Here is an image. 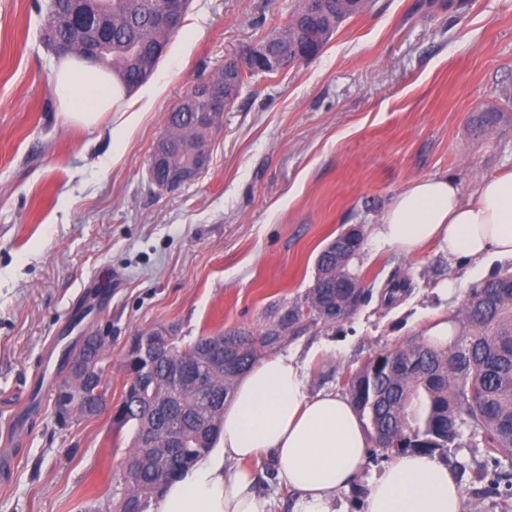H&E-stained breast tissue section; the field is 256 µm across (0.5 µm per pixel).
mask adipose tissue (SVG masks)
Wrapping results in <instances>:
<instances>
[{
	"label": "adipose tissue",
	"mask_w": 512,
	"mask_h": 512,
	"mask_svg": "<svg viewBox=\"0 0 512 512\" xmlns=\"http://www.w3.org/2000/svg\"><path fill=\"white\" fill-rule=\"evenodd\" d=\"M51 85L70 123L92 128L111 113L123 131L159 91L153 84L129 93L119 77L73 56L55 65ZM374 239L405 255L434 244L458 258L512 262V170L483 177L466 198L448 176L416 180L382 213ZM219 443L168 484L153 512H272L250 467L264 457L294 493L293 512H338L336 492L361 476L369 448L349 398L308 395L288 355L261 359L237 382ZM365 512H465V499L436 454L409 450L372 476Z\"/></svg>",
	"instance_id": "ef3b65f1"
}]
</instances>
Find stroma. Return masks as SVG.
<instances>
[{"label":"stroma","instance_id":"obj_1","mask_svg":"<svg viewBox=\"0 0 512 512\" xmlns=\"http://www.w3.org/2000/svg\"><path fill=\"white\" fill-rule=\"evenodd\" d=\"M49 0H0V512H110L132 446L112 423L124 393L123 356L141 331L174 329L183 343L260 330L313 287L316 258L357 226L354 260L365 299L349 319L310 327L283 346L307 390L342 392L377 353L423 340L456 315L473 287L512 272L436 247L403 256L372 226L413 181L455 179L470 193L512 168V121L476 132L478 111L512 114V0H372L341 24L319 56L258 77L225 111L208 169L162 192L149 179L165 115L266 33L298 0H191L152 78L161 93L131 130L111 119L66 122L41 39ZM407 278L393 303L384 292ZM54 336L105 337L109 408L67 428L51 394L28 428L9 419ZM467 512H512L487 491L482 447L461 437L439 453Z\"/></svg>","mask_w":512,"mask_h":512}]
</instances>
